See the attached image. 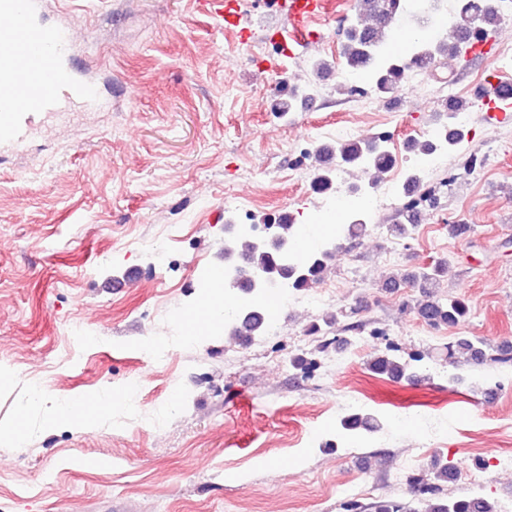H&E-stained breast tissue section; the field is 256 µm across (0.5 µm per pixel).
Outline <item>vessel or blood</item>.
Listing matches in <instances>:
<instances>
[{
  "label": "vessel or blood",
  "instance_id": "1",
  "mask_svg": "<svg viewBox=\"0 0 512 512\" xmlns=\"http://www.w3.org/2000/svg\"><path fill=\"white\" fill-rule=\"evenodd\" d=\"M220 25L250 32L239 0H202ZM288 18L285 41L306 46L321 0H271ZM474 98L491 123L512 111V89L499 84L476 89ZM111 107L98 81L75 58L71 30L50 18L46 0H0V144L20 147L40 132L45 118Z\"/></svg>",
  "mask_w": 512,
  "mask_h": 512
}]
</instances>
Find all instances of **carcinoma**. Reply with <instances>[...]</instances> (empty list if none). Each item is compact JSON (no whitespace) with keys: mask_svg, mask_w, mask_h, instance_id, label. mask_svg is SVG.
<instances>
[{"mask_svg":"<svg viewBox=\"0 0 512 512\" xmlns=\"http://www.w3.org/2000/svg\"><path fill=\"white\" fill-rule=\"evenodd\" d=\"M405 9L403 0H356L355 20L348 21L343 31L339 58L350 73L367 76L372 91L379 97L396 90L412 71H429L439 58L463 57L473 46L449 36L432 44L416 46L412 54L404 59L387 55L383 46L387 31L394 25L397 16ZM450 27L455 30L473 31L479 39L487 37L503 19L500 4L496 0H453ZM310 99L309 88L291 85L275 104L279 113L293 112ZM469 109L466 102L455 100L446 109L441 123L442 136L436 141L425 139L413 141L410 151L417 155L451 152L462 143L467 132L456 125V115ZM317 175L314 189L320 194L336 192V169H374L384 172L394 164L391 153L385 149V141L379 138L352 140L336 145H320L313 148ZM426 196H415L403 192V203L397 221L390 231L405 239L411 235L414 225L409 216L417 212L418 204ZM262 223L272 226L270 239H261L247 244L250 262L247 268L234 265L240 252V227L228 220L224 224V260L226 289L233 293L241 280L246 279L252 293L258 297L286 286L292 291L306 290L318 283L326 273L329 261L335 253L322 246L315 251L301 255L295 250L298 225L293 215L280 213L263 218ZM448 272V264L435 261L426 267L413 271H402L391 276L385 287L395 289L408 287L416 289L419 298L405 304V307L419 320L430 327H457L465 323L470 315L468 302L457 296L441 297L436 294L442 277ZM268 319L257 314L244 304L230 306L224 311V329L233 341L246 335L251 339L266 335ZM448 363L456 364L455 355L464 356L467 362L483 365L487 362L506 363L512 361V348L492 345L485 340L460 336L454 344L446 346ZM432 354L419 353L407 359L395 354L382 353L369 362V370L376 375L394 380H412L417 377V363ZM382 424L371 416L352 413L341 420V436L356 437L366 432L373 434ZM448 481V467L441 466L430 474L412 476L409 479L411 498L403 503L381 498L371 503V512H503L499 505L480 495L448 500L441 497L442 484Z\"/></svg>","mask_w":512,"mask_h":512,"instance_id":"carcinoma-1","label":"carcinoma"}]
</instances>
